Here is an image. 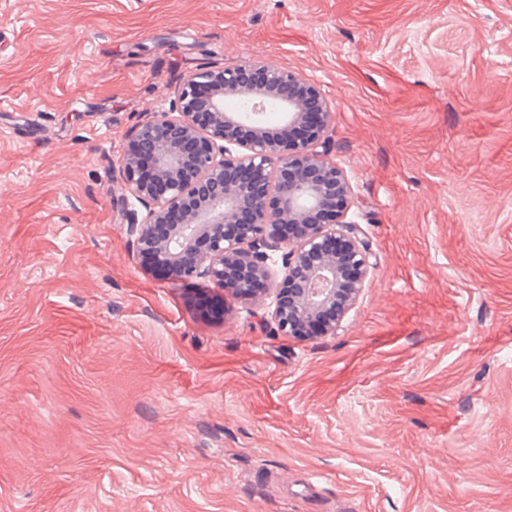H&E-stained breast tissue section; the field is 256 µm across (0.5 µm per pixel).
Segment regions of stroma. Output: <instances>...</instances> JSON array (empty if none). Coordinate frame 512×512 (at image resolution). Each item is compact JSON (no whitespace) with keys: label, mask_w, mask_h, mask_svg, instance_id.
Returning <instances> with one entry per match:
<instances>
[{"label":"stroma","mask_w":512,"mask_h":512,"mask_svg":"<svg viewBox=\"0 0 512 512\" xmlns=\"http://www.w3.org/2000/svg\"><path fill=\"white\" fill-rule=\"evenodd\" d=\"M317 82L374 267L336 335L142 265L202 66ZM0 512H512V0H0Z\"/></svg>","instance_id":"stroma-1"}]
</instances>
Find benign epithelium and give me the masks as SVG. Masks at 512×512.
Wrapping results in <instances>:
<instances>
[{
    "mask_svg": "<svg viewBox=\"0 0 512 512\" xmlns=\"http://www.w3.org/2000/svg\"><path fill=\"white\" fill-rule=\"evenodd\" d=\"M269 110L288 126L313 118L301 137L281 139ZM332 118L314 81L266 60L190 72L168 109L130 131L119 159L144 209L119 199L138 257L171 280L203 278L243 298L247 283L229 271L247 267L274 293L279 333L304 336L318 323L316 335H336L374 263L346 220L349 182L325 158Z\"/></svg>",
    "mask_w": 512,
    "mask_h": 512,
    "instance_id": "7a95c632",
    "label": "benign epithelium"
}]
</instances>
